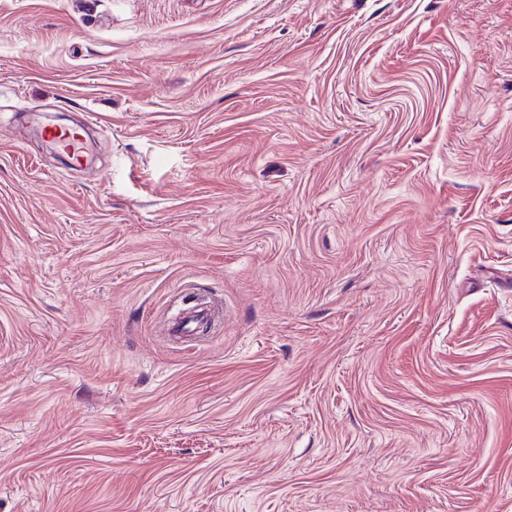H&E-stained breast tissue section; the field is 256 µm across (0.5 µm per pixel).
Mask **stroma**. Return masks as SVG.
Instances as JSON below:
<instances>
[{
  "mask_svg": "<svg viewBox=\"0 0 512 512\" xmlns=\"http://www.w3.org/2000/svg\"><path fill=\"white\" fill-rule=\"evenodd\" d=\"M0 512H512V0H0Z\"/></svg>",
  "mask_w": 512,
  "mask_h": 512,
  "instance_id": "1",
  "label": "stroma"
}]
</instances>
